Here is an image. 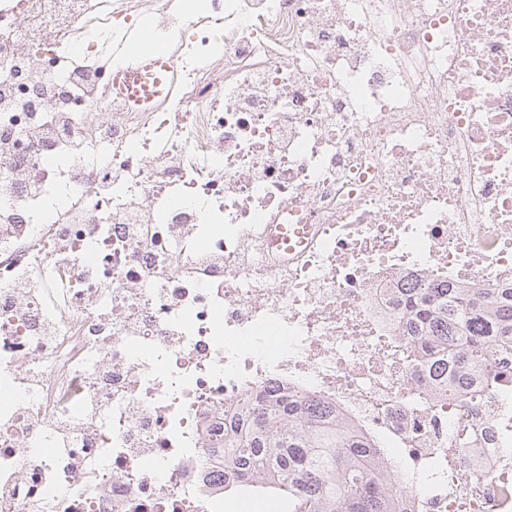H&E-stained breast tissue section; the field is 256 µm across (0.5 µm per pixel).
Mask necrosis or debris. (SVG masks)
<instances>
[{"label":"necrosis or debris","instance_id":"1","mask_svg":"<svg viewBox=\"0 0 512 512\" xmlns=\"http://www.w3.org/2000/svg\"><path fill=\"white\" fill-rule=\"evenodd\" d=\"M161 2L0 0V512H224L270 386L410 512H512V396L416 382L399 303L512 287V0ZM157 16L136 112L102 59ZM150 32L128 41L125 60L112 67V96L137 111L149 112L168 100L177 88V70L172 55L148 46Z\"/></svg>","mask_w":512,"mask_h":512}]
</instances>
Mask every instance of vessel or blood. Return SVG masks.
I'll list each match as a JSON object with an SVG mask.
<instances>
[{
	"label": "vessel or blood",
	"mask_w": 512,
	"mask_h": 512,
	"mask_svg": "<svg viewBox=\"0 0 512 512\" xmlns=\"http://www.w3.org/2000/svg\"><path fill=\"white\" fill-rule=\"evenodd\" d=\"M149 33L128 41L125 60L112 70V93L137 111L148 112L168 100L177 88V70L169 53L149 46Z\"/></svg>",
	"instance_id": "1"
}]
</instances>
